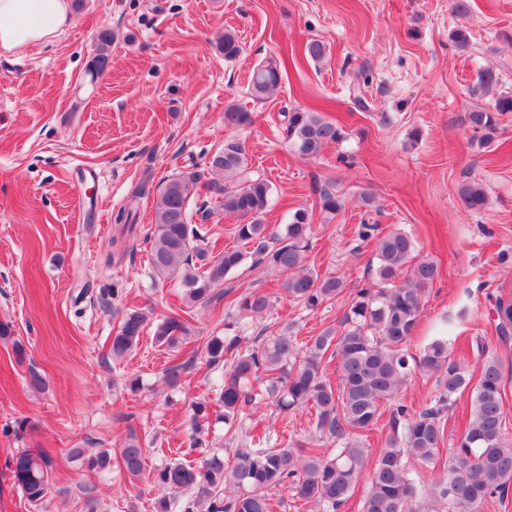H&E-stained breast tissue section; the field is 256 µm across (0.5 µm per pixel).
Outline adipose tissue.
I'll return each mask as SVG.
<instances>
[{
    "label": "adipose tissue",
    "mask_w": 512,
    "mask_h": 512,
    "mask_svg": "<svg viewBox=\"0 0 512 512\" xmlns=\"http://www.w3.org/2000/svg\"><path fill=\"white\" fill-rule=\"evenodd\" d=\"M70 21V0H0V50L21 54L52 43Z\"/></svg>",
    "instance_id": "obj_1"
}]
</instances>
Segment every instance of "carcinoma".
Masks as SVG:
<instances>
[{"label":"carcinoma","mask_w":512,"mask_h":512,"mask_svg":"<svg viewBox=\"0 0 512 512\" xmlns=\"http://www.w3.org/2000/svg\"><path fill=\"white\" fill-rule=\"evenodd\" d=\"M112 35L97 36L95 55L87 75L97 79L109 59ZM224 58L241 52L238 36L227 30L221 37ZM285 64L270 58L252 71L248 88L256 101L278 91ZM512 114V93L496 94L492 109H475L465 123L478 133L472 143L491 145L502 117ZM253 113L230 103L224 109V128L231 134L204 169L169 179L154 200L149 262L161 279H177L193 306L206 305L216 287L246 261L284 278L282 287L297 304L316 310L336 299L344 280L319 274L308 252L313 235L312 212L297 208L288 224L274 228L262 222L272 195L271 182L247 163L243 144L232 132L253 123ZM281 139L299 154L318 157L345 133L319 112L299 108L284 114ZM204 182L219 200L226 215L242 219L234 226L236 245L215 251L211 230L192 220L189 187ZM146 193L141 184L130 206L119 210L114 223L131 233L138 200ZM320 214L333 219L345 209L344 199L329 188L318 191ZM462 204L471 211L484 209L488 196L473 179L458 190ZM361 242L374 243L375 274L342 314L338 324L324 328L304 342L290 326L271 336H257L241 346L242 338L211 336L206 341L209 367L223 366L224 379L212 408L193 404L190 447L204 448L198 462L170 461L153 472V480L169 496L154 504L155 512H170L176 498L185 496L182 512H276L282 500L275 490L289 489L297 498L313 503L318 512H338L354 494L361 480L367 491L360 512H482L492 501L512 494V436L504 410L506 389L502 353L480 345L478 374H469L448 349V338L439 337L416 354L410 342L424 312L426 290L440 276V267L416 254L414 240L396 230L378 232L376 224L357 226ZM241 317H264L274 307L270 294L254 289L235 300ZM495 312L497 346L503 353L512 347V299H490ZM147 316L133 311L124 316L112 336V358L119 359L140 341ZM191 332L187 318L172 311L158 320L157 342L176 347ZM337 360L339 375L331 381L326 361ZM434 380L430 401L414 408L401 400L414 374ZM470 396V417L462 433L442 457L448 412L461 398ZM274 404L282 418L303 409L314 415V435L293 440L281 448L269 446V433L248 434L249 442L235 453L232 465L224 455L205 444L210 415L224 420L228 430L243 427L246 409L262 402ZM389 414V432L383 448L369 456L366 442ZM71 454L83 470L101 472L112 464L130 480L143 472L144 452L138 436L129 434L117 456L108 449L73 448ZM443 463V472L432 484L429 498L420 495L415 465ZM12 478L28 501L42 505L51 489L53 461L44 452L23 450L12 460Z\"/></svg>","instance_id":"obj_1"}]
</instances>
